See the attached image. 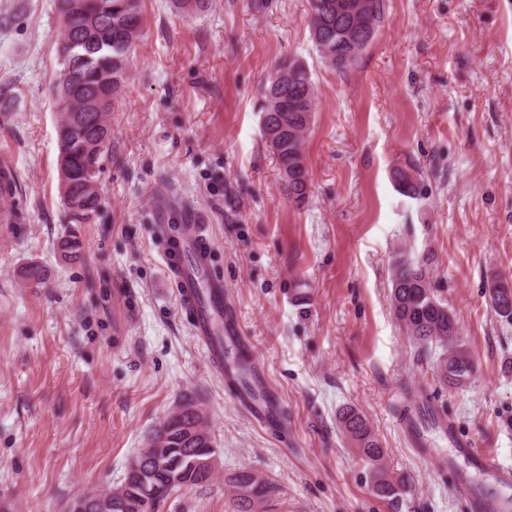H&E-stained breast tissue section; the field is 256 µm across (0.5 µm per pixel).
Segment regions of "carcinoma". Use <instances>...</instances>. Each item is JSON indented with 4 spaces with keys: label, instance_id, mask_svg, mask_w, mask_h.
Here are the masks:
<instances>
[{
    "label": "carcinoma",
    "instance_id": "carcinoma-1",
    "mask_svg": "<svg viewBox=\"0 0 512 512\" xmlns=\"http://www.w3.org/2000/svg\"><path fill=\"white\" fill-rule=\"evenodd\" d=\"M184 15H200L210 0H171ZM377 10L361 16L360 40L348 38L343 24L336 22L331 5L336 0H309L310 35L321 62L340 72L355 65L374 40L386 16V0ZM62 18L59 55L62 69L55 85L57 111V165L61 173V193L69 223L87 224L101 209L100 191L88 189L87 182L99 181L102 162L109 149L112 128L105 116L112 110V99L126 78L127 63L142 32L140 0H59ZM342 54L336 62V53ZM276 76L268 78L264 102L262 136L271 149L288 196L305 202L308 169L304 138L314 112L315 89L310 74L299 60L286 58L275 66ZM429 258L399 253L393 262L391 308L420 361H433L437 381L460 387L473 376L475 364L461 343L459 329L448 307L435 297L428 271ZM489 298L495 312L512 319V287L500 280L490 285ZM231 362L238 383L250 388L252 359L244 350ZM202 409L193 400L182 403V412L159 423L148 440H161L151 456L134 458L141 471L125 470L117 485L123 499L112 512H161L171 493L181 488L208 487L214 475L198 470L188 462L217 455L212 435L192 436L193 424ZM345 437L353 443L369 466L372 490L387 497L404 489V479L387 471L385 451L380 447L367 416L355 408L339 415ZM235 512H256L272 486L250 472L229 478Z\"/></svg>",
    "mask_w": 512,
    "mask_h": 512
}]
</instances>
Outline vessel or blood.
<instances>
[{
    "mask_svg": "<svg viewBox=\"0 0 512 512\" xmlns=\"http://www.w3.org/2000/svg\"><path fill=\"white\" fill-rule=\"evenodd\" d=\"M201 236L198 225H186L179 247L172 253L163 252L162 259L176 283L184 306L193 316L197 342L204 348L213 368L223 372L225 386L233 388L237 385V378L225 370L224 356L214 339L216 324L224 309V286L208 276L207 253L200 241ZM247 405L256 421H276L277 400L271 391L255 389Z\"/></svg>",
    "mask_w": 512,
    "mask_h": 512,
    "instance_id": "1",
    "label": "vessel or blood"
}]
</instances>
